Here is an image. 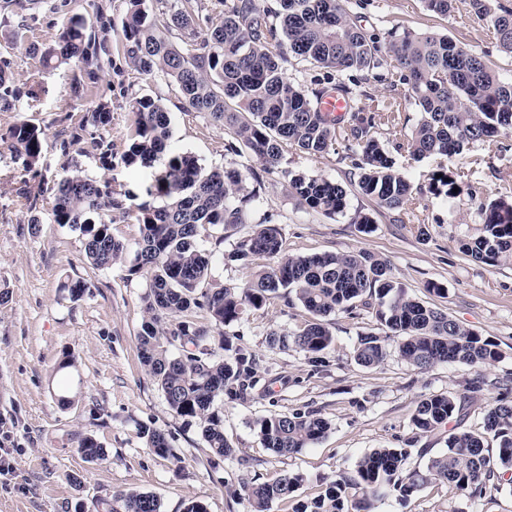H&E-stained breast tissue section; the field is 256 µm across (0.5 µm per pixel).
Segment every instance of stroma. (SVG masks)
<instances>
[{
  "mask_svg": "<svg viewBox=\"0 0 512 512\" xmlns=\"http://www.w3.org/2000/svg\"><path fill=\"white\" fill-rule=\"evenodd\" d=\"M81 10L77 0H41L23 12L0 0V67L17 86L39 82L37 100L21 99L0 108V132L27 122L44 133L38 163L25 168L0 143V290L9 300L0 304V442L13 450L14 477L0 481V512H105L118 492L136 490L155 496L161 512H184L188 501L203 503L207 512H251L245 497H230L227 486L241 479L260 482L282 474L304 480L288 499L270 512H292L293 504L321 494L340 472L352 471L364 454L376 448H406L408 468H424L448 446V429L423 434L411 417L422 395L449 393L467 397L462 424L481 430L497 392H470L476 374L487 379L512 378V262L483 263L461 253L457 241L478 233L481 204L498 187L512 184V137H498L467 151L458 163L461 193L445 204L431 192L434 158L413 156L398 147L397 136L381 138L394 168L413 186L414 204L401 212L379 208L350 183L352 163L336 153L309 155L288 147L277 169L266 173L249 152L224 150L230 135L207 114L181 109L178 87L163 74L131 68L112 54L97 82L84 85L82 96L72 86L81 74L71 68L44 70L39 55L10 46L8 33L25 21L30 41L44 46L57 37L62 21ZM361 24L370 31L390 28L446 35L486 53L502 76L512 75V57L501 53L484 26L465 11L442 16L428 11L423 0H370ZM161 100L171 116L169 151L195 156L206 169H238L259 173L258 202L248 206L249 221L217 242L216 230L203 231L200 244L213 251L210 281L243 285L252 267L231 260L236 243L253 227L270 219L277 224L286 254L306 256L365 250L386 258L392 276L414 298L435 305L463 325L499 345L498 361L475 370L439 364L421 371L390 351L384 364L364 368L353 359L360 337L385 336L387 329L374 310L331 316L333 348L320 366L304 353L269 347L270 331L303 326L307 311L295 297L270 299L249 308L228 329L233 345L260 359L256 390L224 405V436L234 454H211L196 424L176 416L141 363L138 332L149 291L144 275L128 276L125 265L109 269L85 259V238L78 230L52 223V189L64 167L93 179H109L114 189L141 192L152 179L149 169L114 163L102 167L89 142L74 145L70 134L94 102H109L112 124L103 138L114 155L126 150L134 98ZM320 176L345 185L350 207L372 213L375 222L361 231L350 215L327 217L298 206L289 192L288 173ZM426 236H419L418 226ZM82 280L86 290L71 300L66 282ZM446 292L428 293V283ZM74 365L60 369L64 356ZM317 412L331 428L319 442L291 456L264 447L253 428L261 416ZM166 434L171 452L161 456L141 437L142 429ZM94 437L105 449L104 460L87 461L78 449L80 437ZM375 512H512V486L488 489L472 500L431 484L410 500H379Z\"/></svg>",
  "mask_w": 512,
  "mask_h": 512,
  "instance_id": "stroma-1",
  "label": "stroma"
}]
</instances>
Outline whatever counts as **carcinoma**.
Masks as SVG:
<instances>
[{"instance_id": "cac0c4a2", "label": "carcinoma", "mask_w": 512, "mask_h": 512, "mask_svg": "<svg viewBox=\"0 0 512 512\" xmlns=\"http://www.w3.org/2000/svg\"><path fill=\"white\" fill-rule=\"evenodd\" d=\"M427 10L447 15L463 9L492 31L500 51L512 57V7L500 0H423ZM119 23L112 25L116 44L128 65L152 74L160 72L177 85L182 109L203 112L229 130L224 151L248 149L271 172L284 148L324 155L342 147L358 170V194L386 210L402 211L413 200V187L393 170V161L380 140V130H396L406 109L420 113L406 148L415 156L446 161L433 191L444 201L458 193L455 168L476 144L512 135V78L503 79L485 54L448 36L391 28L369 33L359 25L358 10L365 0H276L259 11L254 0H123ZM76 14L62 23L50 45L26 47L38 53L48 70L77 69L91 81L98 79L111 46L98 37L105 25L100 7ZM323 71L310 85L290 81L289 58ZM393 69L390 93L375 99L362 85L383 78L380 70ZM338 73L350 74L344 81ZM336 95L353 102L364 97L374 102L364 112L354 108L336 118L320 108L323 98ZM23 97L38 98L37 85L14 84L11 73L0 68V100L9 104ZM132 136L121 156L127 165L158 167L146 196L160 198L131 204L133 196L117 192L108 181L64 170L53 193L54 223L68 225L85 236V257L96 268L129 262L128 275L150 274L145 313L138 333L140 359L154 378L173 413L195 423L212 454L229 457L233 448L224 437V401L233 402L257 383L258 359L242 348H232L226 328L246 308L259 309L276 296L294 295L313 319L289 333L272 331L268 344L286 351L299 350L313 364L334 338L324 318L354 313L361 304L376 306V315L391 332L399 355L419 370L437 364L479 367L501 357L498 344L468 329L448 312L408 296L392 280L389 261L368 251L349 254L290 256L283 252L275 224L260 223L240 241L233 256L239 260L264 259L242 287H206L213 253L198 243L201 228L226 229L246 223L244 205L256 199L246 178L234 168L207 171L188 154L169 155L170 114L160 100L142 96L131 103ZM112 123L108 104L87 110L71 143L84 140L86 126L104 130ZM0 141L26 166L40 158L42 132L28 123L16 124ZM291 194L298 204L327 216L345 214L347 190L338 182L318 176L288 175ZM135 217L141 237L133 259L112 236L116 215ZM481 234L458 239L459 249L486 263L512 259V186L480 207ZM205 312L210 324L189 318L193 310ZM218 335H213V330ZM354 359L364 367H377L388 356L385 340L365 336L355 346ZM490 385L498 390L480 434L464 429L448 436V448L430 458L423 470L404 468L405 448H376L361 457L354 473L342 474L324 494L293 512H373L374 502L388 495L406 501L430 483L476 499L486 493L487 480L498 472L512 484V379L492 383L481 374L470 389ZM463 401L451 394L423 396L412 415L421 433L432 432L457 416ZM265 447L280 455H293L318 442L330 423L316 413L278 414L254 421ZM148 447L158 455L170 453L166 435L141 431ZM496 442L490 454L487 438ZM88 460L105 458L98 441L86 436L79 442ZM303 477L286 473L272 482L242 481L228 492L247 496L252 512H269L286 499ZM120 509L110 512H160L158 500L135 491L113 496Z\"/></svg>"}]
</instances>
